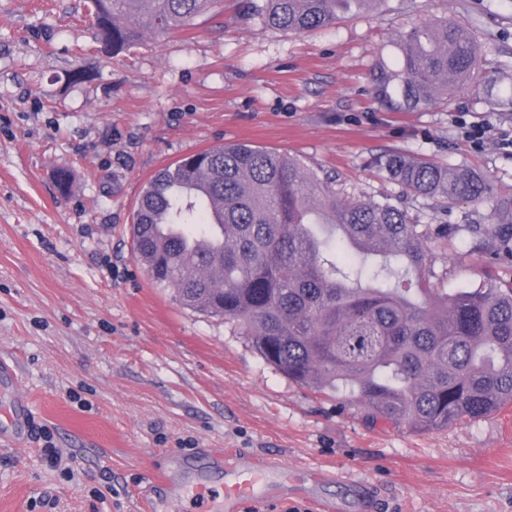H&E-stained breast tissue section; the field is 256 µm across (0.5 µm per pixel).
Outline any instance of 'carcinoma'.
Masks as SVG:
<instances>
[{"instance_id": "cac0c4a2", "label": "carcinoma", "mask_w": 512, "mask_h": 512, "mask_svg": "<svg viewBox=\"0 0 512 512\" xmlns=\"http://www.w3.org/2000/svg\"><path fill=\"white\" fill-rule=\"evenodd\" d=\"M375 0H265L266 23L306 33ZM224 15V0H90L108 55L147 29L186 31ZM473 31L444 18L399 36L393 63L370 73L389 110L448 98L478 72ZM485 93L512 110V85ZM402 190L436 201L434 224H413L387 200L336 194L335 177L250 144L205 149L161 169L134 214L136 259L157 288L218 317L270 366L317 391L333 389L369 422L420 431L479 421L512 402V281L454 294L430 265L462 233L512 264V198L471 169L389 154L377 160ZM459 202L488 204L497 224H446Z\"/></svg>"}]
</instances>
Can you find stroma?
<instances>
[{"mask_svg":"<svg viewBox=\"0 0 512 512\" xmlns=\"http://www.w3.org/2000/svg\"><path fill=\"white\" fill-rule=\"evenodd\" d=\"M130 51L94 50L87 0H0V360L33 416L0 444V512H144L149 475L238 448L287 464L311 499L246 512H315L350 497L309 471L353 470L376 512H512V404L479 421L418 432L368 423L335 391L298 385L223 320L174 301L136 260L130 224L162 167L246 143L331 173L341 194L402 202L375 157L399 153L484 174L512 198V112L484 93L512 81V0H382L305 34L238 16ZM447 16L472 29L483 67L449 102L392 112L369 93L413 24ZM84 82L69 79L75 68ZM486 127L482 144L465 135ZM72 173L60 193L57 169ZM449 291L512 273L456 239L432 253ZM48 428L49 464L38 438Z\"/></svg>","mask_w":512,"mask_h":512,"instance_id":"stroma-1","label":"stroma"}]
</instances>
